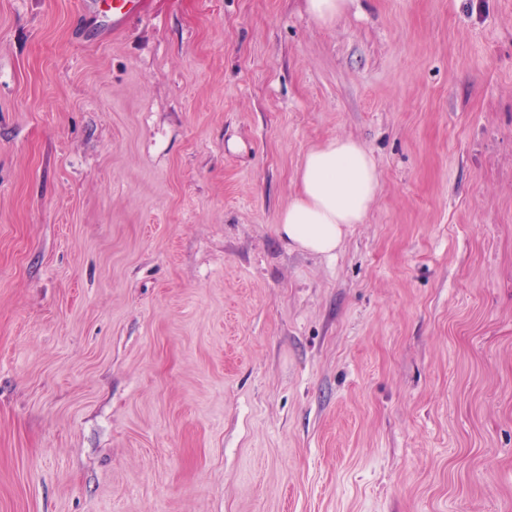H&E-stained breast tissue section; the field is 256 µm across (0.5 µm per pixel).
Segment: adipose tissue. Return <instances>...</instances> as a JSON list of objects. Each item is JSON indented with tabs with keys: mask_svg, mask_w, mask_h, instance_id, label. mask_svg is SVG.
Segmentation results:
<instances>
[{
	"mask_svg": "<svg viewBox=\"0 0 512 512\" xmlns=\"http://www.w3.org/2000/svg\"><path fill=\"white\" fill-rule=\"evenodd\" d=\"M299 192L278 215L276 233L293 250L336 257L351 225L364 223L379 190L377 164L360 141L335 137L309 149Z\"/></svg>",
	"mask_w": 512,
	"mask_h": 512,
	"instance_id": "1",
	"label": "adipose tissue"
}]
</instances>
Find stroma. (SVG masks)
Masks as SVG:
<instances>
[{
	"label": "stroma",
	"instance_id": "1",
	"mask_svg": "<svg viewBox=\"0 0 512 512\" xmlns=\"http://www.w3.org/2000/svg\"><path fill=\"white\" fill-rule=\"evenodd\" d=\"M0 0V512H512V0ZM372 152L336 258L276 233ZM142 0H83V15H94L99 11L112 17V34L120 32L132 20L140 16ZM306 11L315 21L331 24L346 13L351 0H305ZM300 190L278 215L276 233L292 250L336 257L348 228L362 224L379 190L377 164L360 141L335 137L309 149Z\"/></svg>",
	"mask_w": 512,
	"mask_h": 512
}]
</instances>
